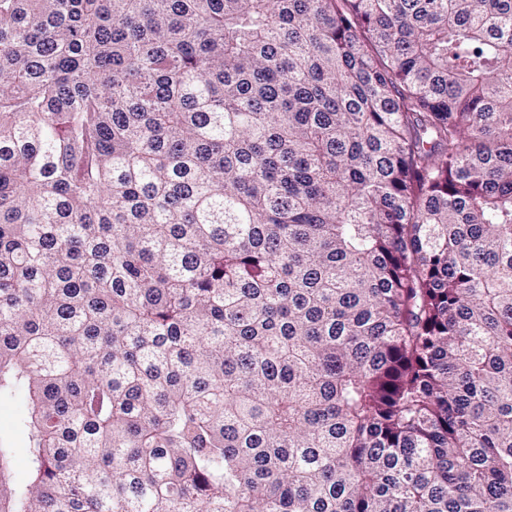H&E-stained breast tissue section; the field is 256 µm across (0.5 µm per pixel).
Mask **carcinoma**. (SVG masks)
Instances as JSON below:
<instances>
[{"mask_svg": "<svg viewBox=\"0 0 512 512\" xmlns=\"http://www.w3.org/2000/svg\"><path fill=\"white\" fill-rule=\"evenodd\" d=\"M0 512H512V0H0ZM21 411L19 400L0 399V438L7 440L15 448L14 472L17 479L23 477L26 471L25 439L17 426Z\"/></svg>", "mask_w": 512, "mask_h": 512, "instance_id": "obj_1", "label": "carcinoma"}]
</instances>
